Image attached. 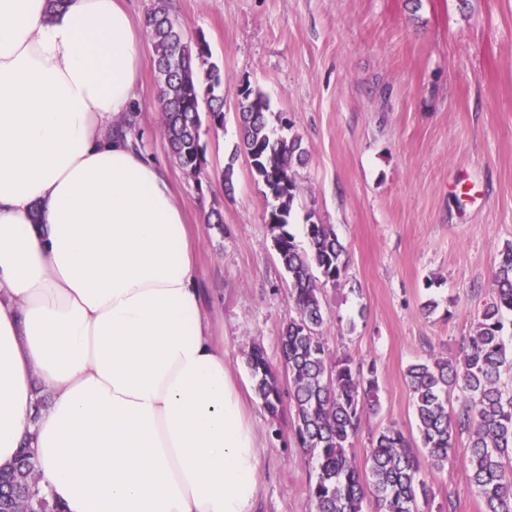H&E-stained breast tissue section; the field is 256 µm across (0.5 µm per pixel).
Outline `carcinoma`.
I'll list each match as a JSON object with an SVG mask.
<instances>
[{
  "label": "carcinoma",
  "instance_id": "1",
  "mask_svg": "<svg viewBox=\"0 0 512 512\" xmlns=\"http://www.w3.org/2000/svg\"><path fill=\"white\" fill-rule=\"evenodd\" d=\"M153 65L162 88V135L173 160L187 175L202 174V125L224 127V72L211 61L206 41L189 40L165 7L147 18ZM206 118H201V112ZM270 103L259 89L246 87L238 106L240 144L259 181L273 199L270 224L273 247L288 273L294 313L283 323L282 364L293 384L296 439L310 456L315 479L309 496L316 512H363L374 501L376 512H421L433 489L422 477L418 452L403 430L392 424L371 440L364 471L349 454L362 415L376 410L375 364L343 355L328 357L322 328L323 288L338 285L346 269L345 247L329 224L306 217L309 250H300L288 231L293 204L301 188L294 167L306 162L301 140L276 133L270 126ZM512 313V245L500 253L493 276V296L478 316L473 333L455 358L433 357L410 365L406 378L414 398L421 448L430 467L442 471L457 439L466 436L469 479L483 512H512V347L501 338L503 315ZM254 389L273 416L281 406L280 383L264 349L247 357ZM460 403L448 411L450 396ZM0 512H61L41 492L36 458L20 450L14 463L0 467Z\"/></svg>",
  "mask_w": 512,
  "mask_h": 512
}]
</instances>
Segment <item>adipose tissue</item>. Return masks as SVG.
I'll use <instances>...</instances> for the list:
<instances>
[{"label":"adipose tissue","mask_w":512,"mask_h":512,"mask_svg":"<svg viewBox=\"0 0 512 512\" xmlns=\"http://www.w3.org/2000/svg\"><path fill=\"white\" fill-rule=\"evenodd\" d=\"M123 0H0V465L66 512H253L256 436L183 207L132 121Z\"/></svg>","instance_id":"adipose-tissue-1"}]
</instances>
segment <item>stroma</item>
Returning <instances> with one entry per match:
<instances>
[{
    "label": "stroma",
    "instance_id": "stroma-1",
    "mask_svg": "<svg viewBox=\"0 0 512 512\" xmlns=\"http://www.w3.org/2000/svg\"><path fill=\"white\" fill-rule=\"evenodd\" d=\"M164 4L189 38L204 35L224 68V127L202 132L203 173L186 176L161 134L147 39L134 102L141 146L165 165L187 212L211 334L262 445L253 512H314L288 377H279L284 411L271 417L246 362L258 344L280 368L279 333L293 305L267 222L271 201L235 152L240 93L263 91L308 151L288 226L298 245L307 244L311 213L345 247L343 280L323 291L322 334L329 354L376 364L379 406L352 440L361 467L386 426L417 437L406 369L457 354L492 297L501 251L512 245V0ZM214 210L222 224L210 222ZM431 298L439 306L429 313L423 305ZM423 474L435 505L482 512L466 440L444 471Z\"/></svg>",
    "mask_w": 512,
    "mask_h": 512
}]
</instances>
